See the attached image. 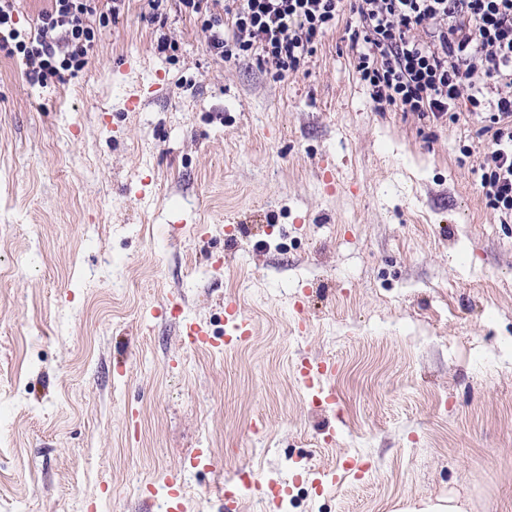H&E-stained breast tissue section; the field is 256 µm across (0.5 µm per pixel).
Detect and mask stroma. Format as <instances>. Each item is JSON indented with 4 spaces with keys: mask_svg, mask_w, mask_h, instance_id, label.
<instances>
[{
    "mask_svg": "<svg viewBox=\"0 0 512 512\" xmlns=\"http://www.w3.org/2000/svg\"><path fill=\"white\" fill-rule=\"evenodd\" d=\"M147 10L63 83L0 49V512H224L220 487L238 512H512V223L477 122L378 111L344 26L276 78ZM229 301L255 333L227 345ZM470 500L462 498L459 494L448 496V501H438L432 504H425L424 507L408 508L405 512H467Z\"/></svg>",
    "mask_w": 512,
    "mask_h": 512,
    "instance_id": "35a3bbf8",
    "label": "stroma"
}]
</instances>
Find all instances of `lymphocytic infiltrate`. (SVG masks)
<instances>
[{
  "instance_id": "lymphocytic-infiltrate-1",
  "label": "lymphocytic infiltrate",
  "mask_w": 512,
  "mask_h": 512,
  "mask_svg": "<svg viewBox=\"0 0 512 512\" xmlns=\"http://www.w3.org/2000/svg\"><path fill=\"white\" fill-rule=\"evenodd\" d=\"M211 55L253 57L276 75L299 71L340 19L361 83L378 110L437 121L466 107L487 152L480 186L512 222V0H174ZM34 38L8 43L38 83L87 67L98 32L123 0H50Z\"/></svg>"
}]
</instances>
